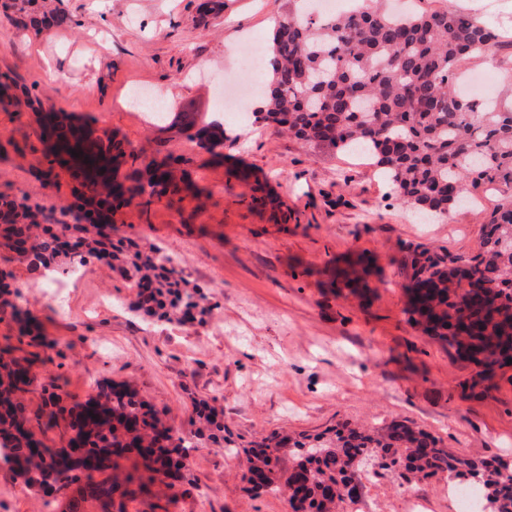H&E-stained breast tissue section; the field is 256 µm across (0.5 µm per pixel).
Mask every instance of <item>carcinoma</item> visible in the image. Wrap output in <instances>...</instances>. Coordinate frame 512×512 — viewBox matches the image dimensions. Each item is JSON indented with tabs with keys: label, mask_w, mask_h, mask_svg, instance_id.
I'll list each match as a JSON object with an SVG mask.
<instances>
[{
	"label": "carcinoma",
	"mask_w": 512,
	"mask_h": 512,
	"mask_svg": "<svg viewBox=\"0 0 512 512\" xmlns=\"http://www.w3.org/2000/svg\"><path fill=\"white\" fill-rule=\"evenodd\" d=\"M293 0L274 24L270 76L261 107L252 113L297 139L368 157L386 177L396 200L421 217L445 221L469 203L474 191L507 194L481 224L468 256L424 244L409 253L406 290L415 293L409 321L476 367L470 388L512 370V105L472 100L456 89L462 63L493 58L512 40L465 11L437 9L391 13L384 0L327 18L307 17ZM181 131L215 157L222 156L224 127L197 123L180 113ZM88 124L65 112H50L41 138L49 151L78 153L71 168L101 204L136 202L147 208L179 191L171 163L149 159L106 134L92 138ZM40 210L0 198V239L26 243V224ZM32 247L48 265L64 258L83 265L107 256L130 266L136 307L147 315L180 320L205 312V297L171 266L160 251L141 252L112 242V225L45 224ZM19 324L18 340L46 349L35 320L8 299L0 312ZM27 357L11 358L0 376V464L22 470L40 461V475L54 494L76 489L78 500L100 512H128L151 482L183 478L189 449L208 446L234 451L224 437V420L205 400L194 402L203 427L192 438L160 425L156 410L127 387L111 384L97 399L64 403L58 378L42 386L52 407L34 432L17 400L30 384ZM68 435V447L50 448L43 435ZM250 472L262 480L253 488L288 494L292 512H337L351 485L370 476L367 460L382 469H402L417 480L448 475L480 490L479 512H512V473L503 459H474L448 452L431 433L394 421L378 428L342 426L290 438L272 433L243 449ZM135 455L132 469L122 461ZM120 500H115L114 494Z\"/></svg>",
	"instance_id": "cac0c4a2"
}]
</instances>
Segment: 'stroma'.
<instances>
[{"instance_id": "1", "label": "stroma", "mask_w": 512, "mask_h": 512, "mask_svg": "<svg viewBox=\"0 0 512 512\" xmlns=\"http://www.w3.org/2000/svg\"><path fill=\"white\" fill-rule=\"evenodd\" d=\"M415 9L447 5L512 30V0H413ZM288 0H0V76L20 108H0V196L39 207L44 223L61 208L85 212L84 190L50 165L40 114L54 110L144 152L182 159L192 191L150 208L129 203L112 213V238L158 247L205 295L207 310L179 324L133 309L130 271L99 262L34 306L50 348L35 361L24 394L29 417L43 414L42 386L61 378L67 403L100 384H122L159 412L164 426L196 430L193 400L224 417L226 434L246 444L278 431L295 437L342 423L397 419L437 436L454 454L512 460V377L464 390L472 368L409 322L403 261L418 244L471 254L484 217L503 195L489 191L452 223L408 216L375 167L314 147L270 125L245 127L219 105V87L202 66L228 71L267 46ZM63 13L66 24L33 27ZM56 65L63 83L46 80ZM154 91L174 112L224 121V162L188 140L178 125L153 123L133 89ZM250 171L248 181L228 170ZM367 255L377 271L354 287H332L338 265ZM0 272L13 290L39 293L44 276L31 254L0 244ZM106 337L111 353L94 344ZM243 459L223 448H196L175 489L155 484L129 512H287L285 497L251 495ZM448 477L409 483L384 470L346 512H459ZM0 512H69V499L45 506L22 479L0 469Z\"/></svg>"}]
</instances>
